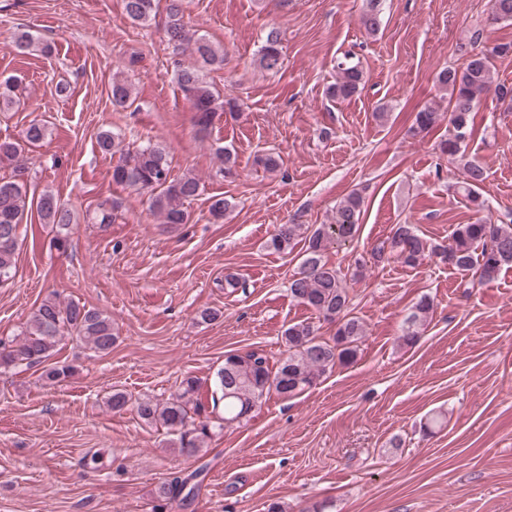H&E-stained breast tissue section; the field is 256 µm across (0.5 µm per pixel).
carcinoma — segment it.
I'll return each mask as SVG.
<instances>
[{
	"label": "carcinoma",
	"instance_id": "cac0c4a2",
	"mask_svg": "<svg viewBox=\"0 0 512 512\" xmlns=\"http://www.w3.org/2000/svg\"><path fill=\"white\" fill-rule=\"evenodd\" d=\"M380 0H366L361 15L365 30L374 34L379 29ZM158 0H123V10L134 23H146L156 14ZM168 43L188 46L203 63L221 68L224 51L214 47L202 36L190 32L184 23L183 0H165ZM489 22H512V0H491ZM19 50L36 48L48 55V43L34 41L27 32L15 39ZM512 53V46L498 45L469 56L460 68H446L435 77L437 87L448 93V111L426 105L415 115V129L428 133L443 121H448V137L440 140L441 155L459 163L463 170L462 190L477 208L484 207L477 189L485 180L484 168L467 154L466 138L470 133L472 112L480 105L482 95L494 92L500 100H512V86L492 85L493 59ZM260 68L272 75L282 68L280 37L272 29L259 50ZM336 82L326 88L331 100H347L359 93L364 85V72L360 62L347 53L336 63ZM182 96L191 103L195 112L198 131L205 132L220 112L234 113L235 102L222 98L204 81L199 70L185 67L176 75ZM18 84L12 77L0 81V106H10L17 97ZM112 103L129 108L134 104L132 90L127 80L116 75L112 80ZM46 135L45 126L31 122L19 139L0 138V161L8 162L14 171L27 169L26 148L41 142ZM98 145L102 152L119 155L112 166V182L134 187L149 195L150 209L159 215L162 223L171 226L185 224L189 214L185 203L195 199L203 190L201 180L194 175L171 177V166L166 150L158 145L130 146L113 132L99 134ZM363 199L355 191L337 205L333 223L322 224L301 232L300 224H281L270 240L278 251L288 249L296 237L304 236V250L298 271L290 283V293L300 304L318 313L326 321L336 323V332L330 338L317 335L307 322L294 323L284 331L288 355L276 362L262 351L228 353L224 366L216 373V391L211 396L212 408L222 407L224 422L238 421L252 412L263 397L274 392L289 398L313 386L326 371L336 365L354 361L359 343L366 336V328L351 315L352 298L344 284L340 269L325 259L327 243H345L353 239L359 229ZM117 203L105 200L98 204L92 220L105 226L112 223ZM29 204L25 184L16 179L0 178V285L14 278L15 254L18 247L19 228L28 218ZM41 223L56 229L52 244L61 253L70 246V228L77 223L75 212L51 193L43 194L37 203ZM396 255L403 264L414 267L425 254L433 255L461 272L462 277L490 280L502 267H512V224H496L478 220L472 224H459L451 233L447 245L433 244L422 238L414 225L396 224L390 236L373 250L381 259L386 253ZM432 305L422 298L407 317L402 330L404 344L414 343L426 328ZM83 341L96 353L108 354L118 339L112 318L103 312L76 301H62L53 296L41 302L24 329L11 340H0V367L15 365L33 366L53 356L64 335ZM197 380L187 377L182 381V392L175 398L158 403L150 399L132 400L122 392L112 393L109 405L114 412L134 411L147 423H159L178 435V450L188 458H198L208 438V423L196 421L204 406L189 409L191 396L197 391ZM204 469L197 468L186 475H175L160 483L155 489L153 512H170L177 502L197 494L204 480Z\"/></svg>",
	"mask_w": 512,
	"mask_h": 512
}]
</instances>
